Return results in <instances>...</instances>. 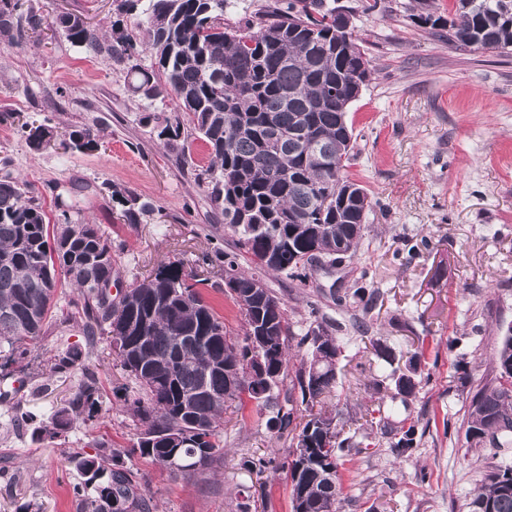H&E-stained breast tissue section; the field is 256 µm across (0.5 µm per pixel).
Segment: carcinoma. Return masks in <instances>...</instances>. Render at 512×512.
<instances>
[{"mask_svg": "<svg viewBox=\"0 0 512 512\" xmlns=\"http://www.w3.org/2000/svg\"><path fill=\"white\" fill-rule=\"evenodd\" d=\"M120 0L125 14L141 12L134 27L115 28L101 45L84 20L55 18V33L74 45L106 52L126 68L129 90L144 100L170 96L176 106L163 117L158 137L183 158L194 141L204 142L208 165L197 173L224 214V228L255 269L243 270L224 255V281L243 317L232 336L198 291L200 280L170 261L112 295V238L99 224L82 219L49 222L44 204L26 183L0 175V368L24 360L30 346L52 327L59 284L72 288L60 323L76 328L85 344H68L47 359L53 373L83 375L60 405L38 411L20 390L5 389L10 421L52 441L102 410V394L87 366L100 337L109 341L135 383L125 395L127 410L143 426L136 443L117 448L104 438L94 453L77 451L68 463L85 480L72 486L78 512H150L137 473L126 459L140 455L171 475L199 477L224 456L221 422L228 404L243 400L242 388L224 379V366H238L249 398L266 424L295 425L291 460L281 464L291 480L292 512H326L341 501L338 469L352 451L335 417L322 408L338 385L335 357L344 343L335 323L307 301V329L293 331L285 303L263 275L302 282L325 262L336 265L339 244L353 258L374 202L348 175L353 129L348 106L371 75L370 60L354 35L350 17L336 0H265L252 15L224 23L226 0ZM408 18L419 27L448 29V42L492 53L512 51V0H453L448 15L440 0H414ZM43 19L34 0H0V36L40 35ZM151 50L155 67L132 63L138 49ZM36 151L52 135L43 125H21ZM69 149L101 148L100 132L69 135ZM122 220L134 225L150 212L135 196L123 200ZM355 290L330 291L340 309L367 316L377 305L369 268ZM266 328V348L251 353L249 340ZM205 336L203 344L176 350V336ZM263 360L265 378L251 380L249 365ZM392 370L396 394H416V363ZM288 382L284 400L274 392ZM261 392L252 390L253 384ZM462 425L470 445L489 450L488 469L474 490L469 512H512V464L497 461L512 446V327L494 352L488 380L472 396ZM392 443L402 454L417 445L415 426L399 429Z\"/></svg>", "mask_w": 512, "mask_h": 512, "instance_id": "1", "label": "carcinoma"}]
</instances>
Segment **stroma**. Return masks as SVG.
Listing matches in <instances>:
<instances>
[{"label":"stroma","instance_id":"stroma-1","mask_svg":"<svg viewBox=\"0 0 512 512\" xmlns=\"http://www.w3.org/2000/svg\"><path fill=\"white\" fill-rule=\"evenodd\" d=\"M339 2L354 10V33L372 69L348 108L349 175L377 205L354 258L304 283L283 275L266 282L285 303L294 330L306 327V301L315 298L320 313L338 320V337L351 338L342 385L328 404L344 435L354 434L356 416L403 421L422 433L419 446L402 456L392 453L383 430L362 439L339 470V512H466L487 460L485 450L467 444L461 422L512 325V53L449 44L447 32L408 19L409 0ZM37 3L45 21L75 14L102 38L114 21L127 27L134 21L120 16L115 0ZM170 109L167 99L149 106L133 97L124 70L106 53L60 36L0 37V164L42 195L51 222L61 218L55 201L62 198L77 205L82 219L101 225L112 238L119 287L180 260L236 333L243 316L224 288V255L236 253L243 265L249 257L237 251L223 214L195 179V166L207 163L205 144L194 142L195 165L184 166L146 123L148 112ZM26 121L60 135L94 127L103 132V145L93 154L36 151L20 131ZM121 193L151 205L140 224H123ZM423 237L428 249L412 252ZM364 267L382 297L358 332L352 313L337 311L317 292L353 287ZM83 341L72 327L53 326L23 370L0 376V389L18 384L35 406L59 403L80 378L50 376L45 360L58 347ZM377 341L406 358L421 351L415 397L404 402L375 393ZM89 364L104 418L36 442L0 406V512H77L69 486L79 476L65 470V457L90 451L101 437L124 447L135 442L139 429L120 398L132 380L107 340L99 341ZM222 436L224 457L202 481L172 477L133 457L152 512H292L290 483L278 468L291 451L290 435L266 428L248 403L226 411ZM258 459L269 468L251 469Z\"/></svg>","mask_w":512,"mask_h":512}]
</instances>
